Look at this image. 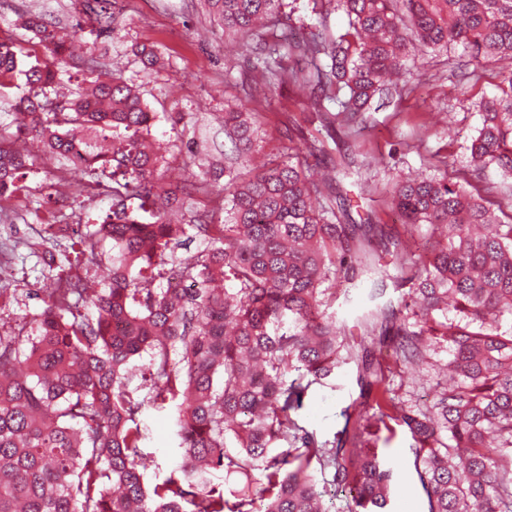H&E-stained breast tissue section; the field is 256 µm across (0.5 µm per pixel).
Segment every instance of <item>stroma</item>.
<instances>
[{
    "mask_svg": "<svg viewBox=\"0 0 512 512\" xmlns=\"http://www.w3.org/2000/svg\"><path fill=\"white\" fill-rule=\"evenodd\" d=\"M31 10L52 22L69 27L81 16V0H0V38H23V30L14 26L19 12ZM118 39L106 49L114 69L140 85L146 102L158 112L152 128L155 138L170 142L167 155L169 180L191 179L196 167L187 157L186 145L202 141L218 128L225 109L243 102L244 93L235 81L241 62L238 43L223 30L203 7L183 8L182 0H122L118 17ZM154 45L163 53V62L153 71L141 72L133 49ZM467 56L462 49L445 53L416 52L407 62L404 83L389 95L374 98L365 114L366 126L353 147L354 155L366 156L363 177L371 195H362L355 184H348L352 201L350 219L355 224H383L391 232L402 233L403 220L397 210L383 202L398 176L430 173L437 160L463 168L470 161L471 138L481 122L474 102L495 91L496 68L483 63L480 79L470 91L469 101H461L457 87L460 64ZM301 92L285 87L272 92L268 99L255 102L260 112L258 139L263 147L260 158L275 164L283 160V146L288 145L289 117H302ZM179 112L180 124H172L167 115ZM63 211L68 223H93L112 206L110 197L94 195L86 182L68 181L63 193ZM38 223L33 214L19 210L13 221L0 223V251L11 260L13 276L28 288L27 296L9 310L10 316L39 310L34 293L43 274L48 273L58 249L52 244L37 245ZM437 380L428 369L394 368L390 381L400 395L417 403H431ZM358 395L354 369L332 384L314 386L300 415L307 425L326 438L341 430L340 412ZM144 419L150 436L144 451L155 458L148 471L149 482L168 475L175 446L174 427L166 410L147 408ZM412 439L399 431L385 442V454L394 470L397 494L394 512H426V501L417 481L410 450Z\"/></svg>",
    "mask_w": 512,
    "mask_h": 512,
    "instance_id": "stroma-1",
    "label": "stroma"
}]
</instances>
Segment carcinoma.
<instances>
[{
    "label": "carcinoma",
    "instance_id": "obj_1",
    "mask_svg": "<svg viewBox=\"0 0 512 512\" xmlns=\"http://www.w3.org/2000/svg\"><path fill=\"white\" fill-rule=\"evenodd\" d=\"M337 2L348 30L335 34L325 5ZM205 10L253 57L237 80L247 99L280 87L305 93L326 137L300 132L288 160L245 175L259 113H224L235 156L224 166L193 155L197 184L164 182L163 157L148 143L157 113L139 86L110 69L97 39L116 33L117 0H85L96 40L86 45L87 87L59 94L71 36L37 14L29 46L0 40V100L18 77L26 93L0 120V223L23 206L20 171L36 159L16 148L40 139L43 153L91 178L112 197L102 222L86 227L80 253L112 243V279L100 289L45 277L43 307L0 329V512H329L328 487H347L348 512H390L392 469L379 433L398 427L412 454L427 512H512V196L478 185L493 165L512 179V0H312L318 22L262 56L284 21L286 0H202ZM460 47L498 64L496 92L480 101L470 168L435 165L405 177L385 203L410 233L448 225L416 255L378 224H346L350 198L313 178L325 161V122L336 108L350 128L389 88L416 49ZM135 57L144 71L157 48ZM224 173V223L192 208L207 176ZM200 240L185 257L177 250ZM395 257L399 276L380 264ZM370 283L352 329L328 313L336 287ZM409 285L384 300L387 281ZM391 350L403 367L448 356L451 379L430 406L387 384ZM356 366L360 400L344 428L325 439L300 423L314 385ZM172 415L179 458L165 478L146 480L145 403ZM241 475L228 491L214 473Z\"/></svg>",
    "mask_w": 512,
    "mask_h": 512
}]
</instances>
